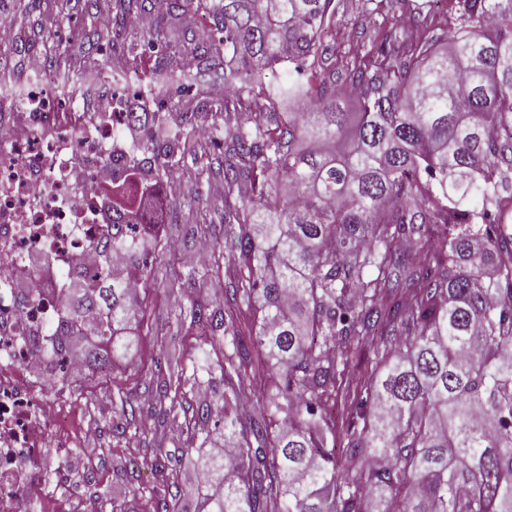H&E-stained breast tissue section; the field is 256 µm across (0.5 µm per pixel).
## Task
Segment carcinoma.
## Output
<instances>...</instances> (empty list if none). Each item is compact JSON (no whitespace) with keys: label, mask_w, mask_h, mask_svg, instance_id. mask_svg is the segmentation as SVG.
Wrapping results in <instances>:
<instances>
[{"label":"carcinoma","mask_w":512,"mask_h":512,"mask_svg":"<svg viewBox=\"0 0 512 512\" xmlns=\"http://www.w3.org/2000/svg\"><path fill=\"white\" fill-rule=\"evenodd\" d=\"M334 0H169L155 25L186 34L197 4L212 20L206 62L224 56V96L255 114L250 125L224 109V223L229 241L212 268L191 267L207 287L224 252L239 270L232 302L219 289L196 301L190 322L222 332L207 362L186 375L181 354L149 380L147 402L162 428L177 419L183 389L220 373L221 404L201 402L187 448L214 491L201 512H512V0H459V34L397 42L382 33V58L327 65L324 33ZM278 69L273 84L265 75ZM356 88L357 112L338 102ZM183 114L205 99L173 100ZM297 105L272 126L284 103ZM146 134L130 174L158 182L189 147L180 127L164 137L163 112H127ZM149 208L112 186V236L89 287L66 273L60 326L86 323L96 350L87 375L129 358L138 321L129 283L152 257L133 227ZM432 252L426 264L413 251ZM250 314V343L238 330ZM374 341L336 417L324 401L349 352ZM278 376L254 401L251 351ZM385 465H377L378 460ZM157 450L147 467L158 486H138L153 512H171L187 491Z\"/></svg>","instance_id":"obj_1"}]
</instances>
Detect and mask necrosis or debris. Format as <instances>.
I'll use <instances>...</instances> for the list:
<instances>
[{"label": "necrosis or debris", "mask_w": 512, "mask_h": 512, "mask_svg": "<svg viewBox=\"0 0 512 512\" xmlns=\"http://www.w3.org/2000/svg\"><path fill=\"white\" fill-rule=\"evenodd\" d=\"M144 91L108 68L33 65L17 75L0 59V512H29L48 449L66 444L70 420L42 396H62L58 369L77 375L82 363L66 352L46 360V348L62 344L49 327L60 315L63 273L92 278L100 269L112 215L97 186L115 179L113 155L131 152L116 128ZM98 94L110 111L85 107Z\"/></svg>", "instance_id": "4bbe7bcc"}]
</instances>
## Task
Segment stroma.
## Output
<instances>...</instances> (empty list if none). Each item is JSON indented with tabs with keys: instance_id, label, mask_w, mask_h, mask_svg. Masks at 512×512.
Listing matches in <instances>:
<instances>
[{
	"instance_id": "obj_1",
	"label": "stroma",
	"mask_w": 512,
	"mask_h": 512,
	"mask_svg": "<svg viewBox=\"0 0 512 512\" xmlns=\"http://www.w3.org/2000/svg\"><path fill=\"white\" fill-rule=\"evenodd\" d=\"M336 17L331 41L336 52L329 60L330 67H341L352 57L368 56L376 35L379 16L369 14L364 0H335ZM0 12L6 13L25 30L21 43L0 45V57L19 61L21 46H37L46 56L50 68L61 66H93L122 68L140 63L142 56L133 50L140 32L129 30L114 41L110 52L98 51L100 32L96 25L99 13L119 14V0H0ZM404 17L401 30L405 36L427 42L446 37L460 27L458 4L450 0L447 8L414 14L412 7L395 11ZM224 152L220 145L205 143L202 150L188 151L178 156L175 178L185 182L187 190L174 218L166 219L158 229L159 239L179 240L180 249L162 256L140 292L144 318L129 333L133 358L120 370L108 376L80 380L73 385L69 396L72 417L69 442L72 447H86L80 435L83 425L97 423L102 431L95 442L99 450L94 460L80 453L60 457L50 455L48 472L59 480L64 490L54 493L41 490V512H54L56 504H64L67 512H102L97 497L100 490L118 485L125 488L149 481L160 483L158 473L150 471L146 462L153 456L154 445L149 438L152 421L140 420V438H129L122 428L126 416L115 396L124 392L138 404L149 382L150 371L168 346H176L184 356L185 366L196 365L210 339L203 336L200 326L178 321L177 316L189 312L198 288L177 278L180 267L196 262L197 238L195 225L207 224L209 236L224 242L231 230L224 222Z\"/></svg>"
}]
</instances>
